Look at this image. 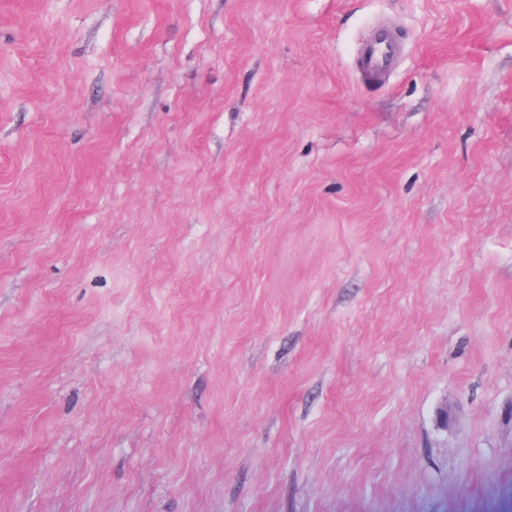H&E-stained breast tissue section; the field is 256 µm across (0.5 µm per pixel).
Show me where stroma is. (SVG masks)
<instances>
[{"instance_id":"35a3bbf8","label":"stroma","mask_w":512,"mask_h":512,"mask_svg":"<svg viewBox=\"0 0 512 512\" xmlns=\"http://www.w3.org/2000/svg\"><path fill=\"white\" fill-rule=\"evenodd\" d=\"M0 512H512V0H0ZM396 54V44L388 33L381 34L377 40L367 45L361 54V63L365 71L379 75L387 71Z\"/></svg>"}]
</instances>
